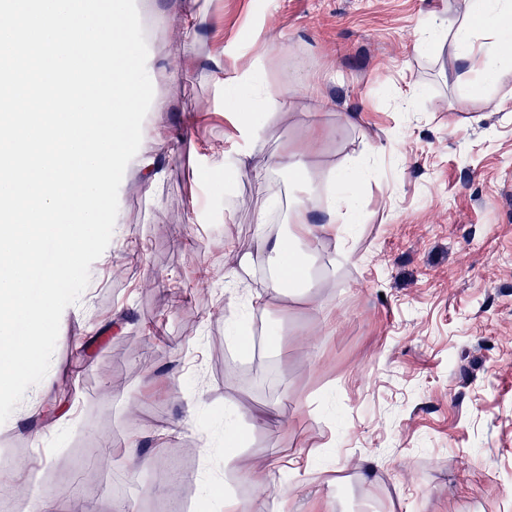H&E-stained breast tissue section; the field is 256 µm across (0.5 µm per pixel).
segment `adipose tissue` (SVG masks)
<instances>
[{
	"label": "adipose tissue",
	"instance_id": "adipose-tissue-1",
	"mask_svg": "<svg viewBox=\"0 0 512 512\" xmlns=\"http://www.w3.org/2000/svg\"><path fill=\"white\" fill-rule=\"evenodd\" d=\"M460 21L452 26L438 19L428 20L424 32L431 42L447 46L449 65L466 63L485 81L497 78L501 67L493 53L499 38L512 32V0H463ZM211 62L224 88V110L232 117L227 134L224 168L237 175L252 174L265 179L269 170L295 172L307 167L304 156L286 153L264 162L254 159V143L269 108L282 111L291 107L294 95L290 85H269L260 78L256 63L225 67L223 55ZM364 161L351 159L331 169L325 180L310 182L304 197L295 199L288 208L287 233L273 235L267 230L268 213L260 211L256 220V241L260 251L273 259L277 274L266 285L279 293L292 283L309 278L318 246L324 235L336 238V253L341 260L351 258L346 234L359 216L358 188L367 177ZM323 205L324 223L312 221L316 205Z\"/></svg>",
	"mask_w": 512,
	"mask_h": 512
}]
</instances>
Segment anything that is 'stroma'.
I'll use <instances>...</instances> for the list:
<instances>
[{
  "mask_svg": "<svg viewBox=\"0 0 512 512\" xmlns=\"http://www.w3.org/2000/svg\"><path fill=\"white\" fill-rule=\"evenodd\" d=\"M459 2L198 0L210 22L177 46L182 0H136L168 102L143 126L167 143L153 187L120 186L113 237L60 323L43 385L0 424V472L18 471L24 490L0 492V512H27L33 490L64 508L79 493L86 512H214L208 482L248 512H512V72L483 84L421 44L422 23L460 18ZM220 49L274 86L303 72L328 99L313 113L298 91L255 144L262 159L308 152L313 167L217 175L224 157L207 146L231 129L209 61ZM367 156L350 260L324 237L315 305L270 294L249 328L278 325L271 349L231 343L225 252L254 251L262 209L287 232L291 198ZM274 403L282 417L257 425ZM228 412L240 427L229 465ZM43 454L49 466L36 465ZM291 459L280 482H250L258 463Z\"/></svg>",
  "mask_w": 512,
  "mask_h": 512,
  "instance_id": "obj_1",
  "label": "stroma"
}]
</instances>
